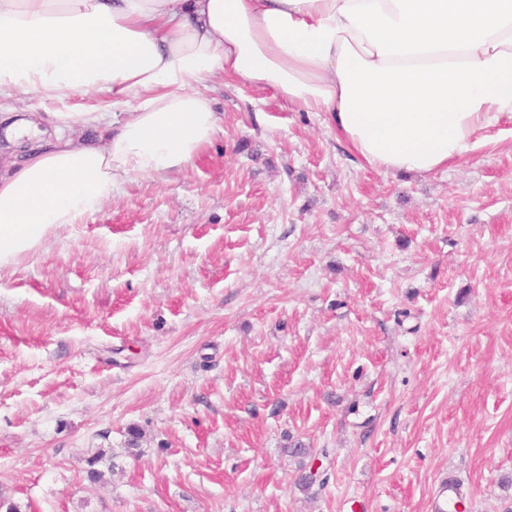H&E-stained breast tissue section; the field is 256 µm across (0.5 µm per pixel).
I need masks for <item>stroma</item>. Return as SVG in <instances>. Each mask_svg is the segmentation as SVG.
I'll use <instances>...</instances> for the list:
<instances>
[{"mask_svg":"<svg viewBox=\"0 0 512 512\" xmlns=\"http://www.w3.org/2000/svg\"><path fill=\"white\" fill-rule=\"evenodd\" d=\"M204 92L193 165L0 270V512H432L446 480L512 512V121L403 175L325 113Z\"/></svg>","mask_w":512,"mask_h":512,"instance_id":"obj_1","label":"stroma"}]
</instances>
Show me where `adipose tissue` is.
I'll use <instances>...</instances> for the list:
<instances>
[{"label":"adipose tissue","instance_id":"obj_1","mask_svg":"<svg viewBox=\"0 0 512 512\" xmlns=\"http://www.w3.org/2000/svg\"><path fill=\"white\" fill-rule=\"evenodd\" d=\"M216 74L327 113L373 168L434 173L512 119V0H0V97L133 102L108 123L53 113L49 137L11 116L0 269L131 177L191 165L220 128L198 89Z\"/></svg>","mask_w":512,"mask_h":512}]
</instances>
